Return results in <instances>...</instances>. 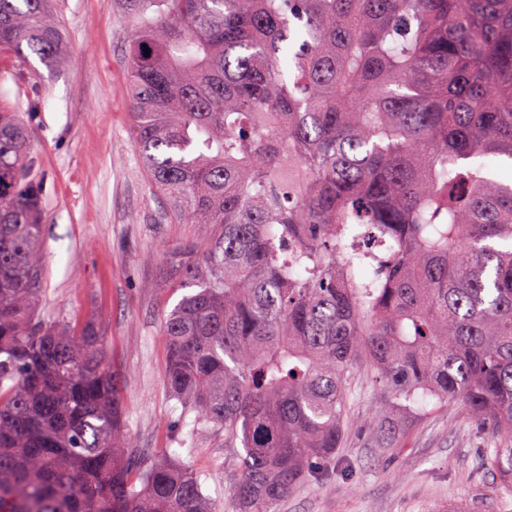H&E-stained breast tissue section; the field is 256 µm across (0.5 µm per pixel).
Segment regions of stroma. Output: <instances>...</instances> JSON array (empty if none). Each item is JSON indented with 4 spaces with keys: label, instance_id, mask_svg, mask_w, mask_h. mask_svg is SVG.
Masks as SVG:
<instances>
[{
    "label": "stroma",
    "instance_id": "obj_1",
    "mask_svg": "<svg viewBox=\"0 0 512 512\" xmlns=\"http://www.w3.org/2000/svg\"><path fill=\"white\" fill-rule=\"evenodd\" d=\"M67 59L49 69L32 52L0 51V103L31 129L30 158L44 183L42 318L93 320L111 364L128 375L126 432L154 455L173 449L202 472L215 507H229L235 471L224 438L178 429L180 404L166 387L160 322L183 295L164 280L168 249L198 241L173 224L151 186L130 128L126 53L130 29L111 0H55ZM349 431L335 473L301 486L277 512H436L462 503L512 512L495 472L481 465L489 441L455 405L424 403L394 450L371 423L385 397L367 363L351 373Z\"/></svg>",
    "mask_w": 512,
    "mask_h": 512
}]
</instances>
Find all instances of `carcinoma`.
I'll return each mask as SVG.
<instances>
[{
	"mask_svg": "<svg viewBox=\"0 0 512 512\" xmlns=\"http://www.w3.org/2000/svg\"><path fill=\"white\" fill-rule=\"evenodd\" d=\"M130 123L190 288L160 325L180 421L224 433L233 512L328 472L366 361L392 413L456 404L512 490V0H117ZM66 60L49 0H0V50ZM150 55H145L144 49ZM0 111V512H213L144 464L92 321L38 315L43 183ZM368 262L372 278L357 267Z\"/></svg>",
	"mask_w": 512,
	"mask_h": 512,
	"instance_id": "obj_1",
	"label": "carcinoma"
}]
</instances>
